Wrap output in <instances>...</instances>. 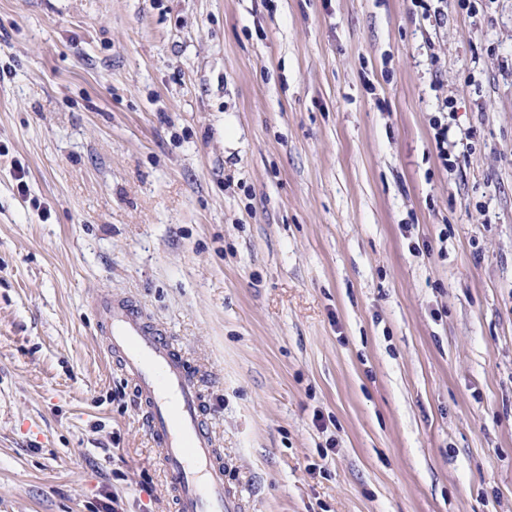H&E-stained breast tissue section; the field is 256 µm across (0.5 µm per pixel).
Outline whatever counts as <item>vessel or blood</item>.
I'll use <instances>...</instances> for the list:
<instances>
[{"label": "vessel or blood", "instance_id": "1", "mask_svg": "<svg viewBox=\"0 0 512 512\" xmlns=\"http://www.w3.org/2000/svg\"><path fill=\"white\" fill-rule=\"evenodd\" d=\"M105 348L131 378L169 477L174 512H242L224 487V463L206 425L199 380L165 331L129 300H95Z\"/></svg>", "mask_w": 512, "mask_h": 512}]
</instances>
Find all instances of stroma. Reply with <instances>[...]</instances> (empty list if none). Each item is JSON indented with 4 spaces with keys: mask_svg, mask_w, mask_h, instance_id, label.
<instances>
[{
    "mask_svg": "<svg viewBox=\"0 0 512 512\" xmlns=\"http://www.w3.org/2000/svg\"><path fill=\"white\" fill-rule=\"evenodd\" d=\"M103 293L245 512H512V0H0V512H173Z\"/></svg>",
    "mask_w": 512,
    "mask_h": 512,
    "instance_id": "35a3bbf8",
    "label": "stroma"
}]
</instances>
